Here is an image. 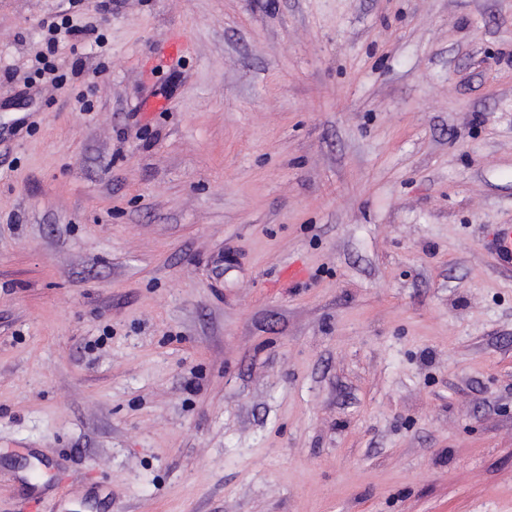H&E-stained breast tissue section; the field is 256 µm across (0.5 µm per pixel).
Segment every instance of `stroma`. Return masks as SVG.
I'll return each instance as SVG.
<instances>
[{"instance_id": "stroma-1", "label": "stroma", "mask_w": 512, "mask_h": 512, "mask_svg": "<svg viewBox=\"0 0 512 512\" xmlns=\"http://www.w3.org/2000/svg\"><path fill=\"white\" fill-rule=\"evenodd\" d=\"M60 2L0 0V512H512V0H75L21 100ZM95 28L92 25H80L77 22L74 23L73 19L69 15H63L60 23V27H56L54 31V37L48 43L47 50L50 55H56L59 52L61 46L69 42V37L78 35L80 33H93ZM493 250L497 263L512 270V224H497Z\"/></svg>"}]
</instances>
